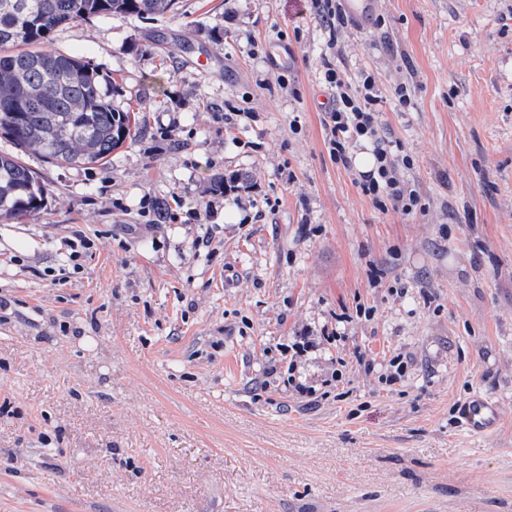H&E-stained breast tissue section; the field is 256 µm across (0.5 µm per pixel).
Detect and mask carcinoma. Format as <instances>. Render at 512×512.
<instances>
[{
  "mask_svg": "<svg viewBox=\"0 0 512 512\" xmlns=\"http://www.w3.org/2000/svg\"><path fill=\"white\" fill-rule=\"evenodd\" d=\"M175 0H0V138L51 163L104 165L135 140L131 116L112 107L102 86L119 87L80 57L56 50L58 27L93 18H143ZM47 185L18 155L0 152V221L34 216Z\"/></svg>",
  "mask_w": 512,
  "mask_h": 512,
  "instance_id": "obj_1",
  "label": "carcinoma"
}]
</instances>
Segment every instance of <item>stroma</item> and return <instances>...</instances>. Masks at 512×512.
<instances>
[{"label": "stroma", "mask_w": 512, "mask_h": 512, "mask_svg": "<svg viewBox=\"0 0 512 512\" xmlns=\"http://www.w3.org/2000/svg\"><path fill=\"white\" fill-rule=\"evenodd\" d=\"M52 43L140 136L22 158L49 194L0 223V512H512V0H380L334 45L313 0H176ZM327 63L373 75L421 209L330 160ZM465 426L476 434H484L495 429L499 423L497 404L490 399H475L461 409Z\"/></svg>", "instance_id": "35a3bbf8"}]
</instances>
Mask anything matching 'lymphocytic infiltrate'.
<instances>
[{
  "label": "lymphocytic infiltrate",
  "instance_id": "f902f5d3",
  "mask_svg": "<svg viewBox=\"0 0 512 512\" xmlns=\"http://www.w3.org/2000/svg\"><path fill=\"white\" fill-rule=\"evenodd\" d=\"M324 81L333 93V106L323 121L324 142L335 163L350 166L349 148L352 143L369 139L376 142L374 170L362 174L358 185L380 209L411 213L420 205V197L402 179L400 172L401 145L383 139L378 120L382 98L372 75L351 86L333 66H326Z\"/></svg>",
  "mask_w": 512,
  "mask_h": 512
}]
</instances>
